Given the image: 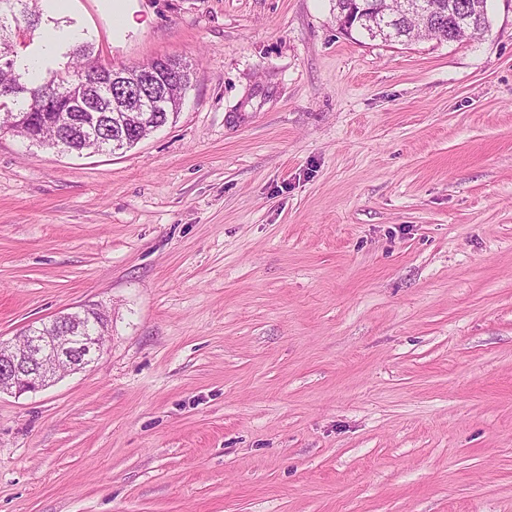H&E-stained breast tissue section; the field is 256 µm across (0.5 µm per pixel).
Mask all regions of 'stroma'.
Instances as JSON below:
<instances>
[{
  "mask_svg": "<svg viewBox=\"0 0 512 512\" xmlns=\"http://www.w3.org/2000/svg\"><path fill=\"white\" fill-rule=\"evenodd\" d=\"M47 0L174 119L116 154L0 131V340L98 362L0 394V512H512V0L343 35L334 0ZM443 7L441 13H436L429 19V25L418 23L415 19L399 15L395 16L393 38L390 42L412 43L426 37H434L441 42L454 38L453 32L461 26L476 24L486 29L484 2L473 0H424ZM483 4L482 10L467 9L465 5ZM441 19H444L442 21ZM440 20V21H439ZM442 21V23H441ZM93 312L63 313L48 322L28 325L11 341H0V393L34 392L62 374L98 361L105 325H99L88 336L78 335L75 331L80 321L94 316ZM45 327L51 333L45 332ZM64 330L67 336H59ZM58 361L66 362L64 370L51 366Z\"/></svg>",
  "mask_w": 512,
  "mask_h": 512,
  "instance_id": "stroma-1",
  "label": "stroma"
}]
</instances>
